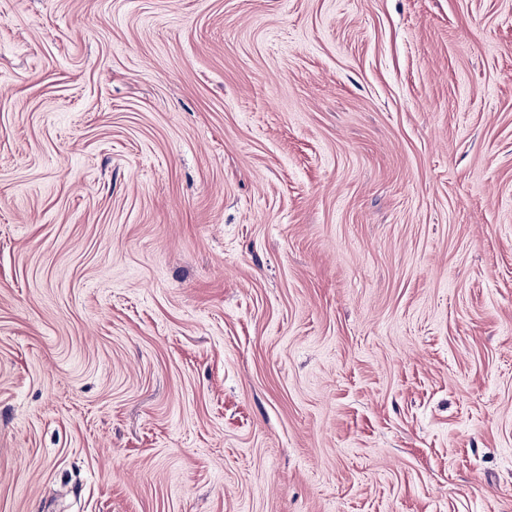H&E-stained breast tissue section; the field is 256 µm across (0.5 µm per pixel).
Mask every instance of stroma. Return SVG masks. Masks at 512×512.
<instances>
[{"instance_id":"35a3bbf8","label":"stroma","mask_w":512,"mask_h":512,"mask_svg":"<svg viewBox=\"0 0 512 512\" xmlns=\"http://www.w3.org/2000/svg\"><path fill=\"white\" fill-rule=\"evenodd\" d=\"M0 512H512V0H0Z\"/></svg>"}]
</instances>
